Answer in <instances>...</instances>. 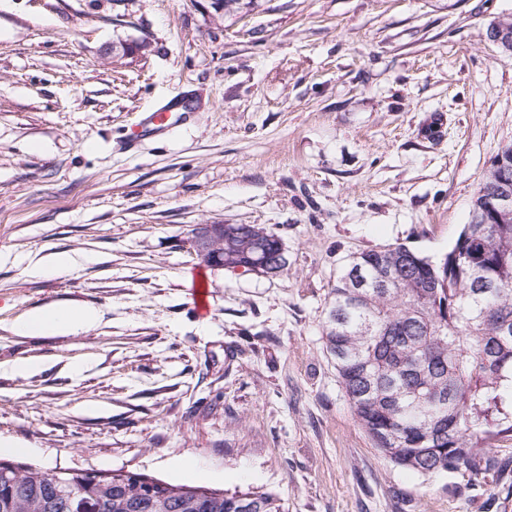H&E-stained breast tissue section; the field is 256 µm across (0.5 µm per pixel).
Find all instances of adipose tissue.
Listing matches in <instances>:
<instances>
[{"label":"adipose tissue","mask_w":512,"mask_h":512,"mask_svg":"<svg viewBox=\"0 0 512 512\" xmlns=\"http://www.w3.org/2000/svg\"><path fill=\"white\" fill-rule=\"evenodd\" d=\"M100 318L96 308L85 306L44 307L21 317L15 329L27 336L75 335L94 326Z\"/></svg>","instance_id":"adipose-tissue-1"}]
</instances>
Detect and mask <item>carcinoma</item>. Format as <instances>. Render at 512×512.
<instances>
[{
	"label": "carcinoma",
	"mask_w": 512,
	"mask_h": 512,
	"mask_svg": "<svg viewBox=\"0 0 512 512\" xmlns=\"http://www.w3.org/2000/svg\"><path fill=\"white\" fill-rule=\"evenodd\" d=\"M490 168L474 204L492 194ZM472 209L452 249L431 261L396 244L364 252L340 276L326 349L351 411L385 459L422 475H474L512 435V221ZM247 237L278 252L257 224ZM242 241L215 252L247 263ZM0 512H282L272 494L170 484L144 474L65 471L0 460Z\"/></svg>",
	"instance_id": "obj_1"
}]
</instances>
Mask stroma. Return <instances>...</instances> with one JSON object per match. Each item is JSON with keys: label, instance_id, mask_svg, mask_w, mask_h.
Returning a JSON list of instances; mask_svg holds the SVG:
<instances>
[{"label": "stroma", "instance_id": "obj_1", "mask_svg": "<svg viewBox=\"0 0 512 512\" xmlns=\"http://www.w3.org/2000/svg\"><path fill=\"white\" fill-rule=\"evenodd\" d=\"M510 15L512 0H0V441L16 446L0 458L267 492L284 512H512V436L479 480L398 467L325 344L353 256L436 260L469 223L512 145V54L490 36ZM175 94L193 123L119 152ZM201 224L264 227L285 270L204 265ZM63 251L70 273L31 272ZM52 305L100 320L16 332ZM99 318V311L94 307H44L21 317L15 324V329L18 334L27 336H69L88 330L99 321Z\"/></svg>", "mask_w": 512, "mask_h": 512}]
</instances>
